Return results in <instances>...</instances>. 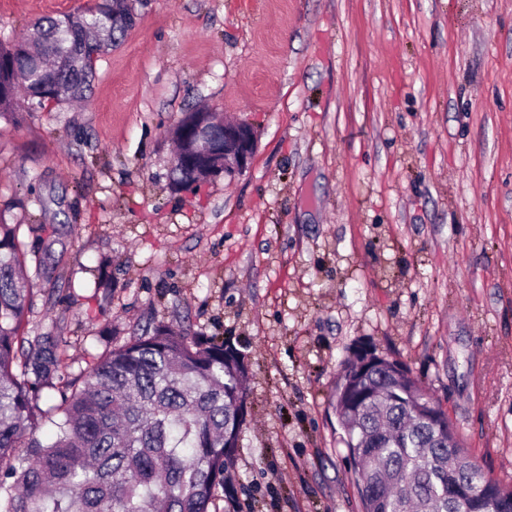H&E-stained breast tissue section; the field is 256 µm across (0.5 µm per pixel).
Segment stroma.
Segmentation results:
<instances>
[{"label": "stroma", "instance_id": "1", "mask_svg": "<svg viewBox=\"0 0 512 512\" xmlns=\"http://www.w3.org/2000/svg\"><path fill=\"white\" fill-rule=\"evenodd\" d=\"M95 0H0V40ZM87 99L0 117L20 339L64 369L166 324L249 358L210 512H362L333 394L399 362L512 485V0H128ZM249 122V168L175 188L171 131Z\"/></svg>", "mask_w": 512, "mask_h": 512}]
</instances>
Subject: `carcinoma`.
<instances>
[{
	"label": "carcinoma",
	"instance_id": "carcinoma-1",
	"mask_svg": "<svg viewBox=\"0 0 512 512\" xmlns=\"http://www.w3.org/2000/svg\"><path fill=\"white\" fill-rule=\"evenodd\" d=\"M100 0L69 27L63 16L33 25L29 39L0 42V115L15 111L22 87L42 107L85 98L95 69L61 64L84 34L110 26ZM60 61L50 81L39 72L40 48ZM13 228L0 224V471L12 479L0 512H209L214 491L228 483L236 441L246 421L244 354L222 340L200 339L157 325L98 356L70 377L52 336L16 347L29 288ZM337 387L350 461L365 474L358 486L365 512H467L471 494L512 512L504 487L473 462L428 395L391 363L367 373L347 360ZM55 403L39 406L43 390ZM53 426L36 436L43 422Z\"/></svg>",
	"mask_w": 512,
	"mask_h": 512
}]
</instances>
